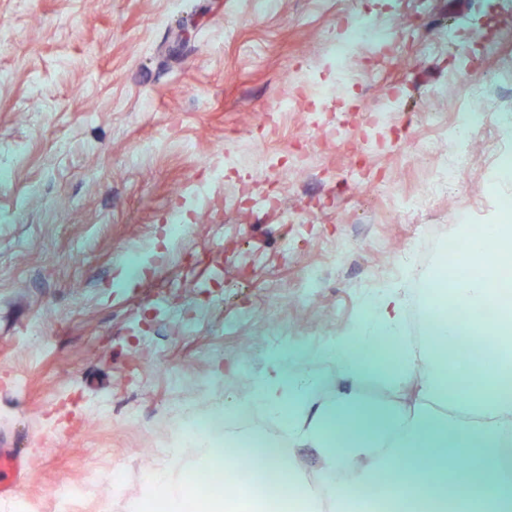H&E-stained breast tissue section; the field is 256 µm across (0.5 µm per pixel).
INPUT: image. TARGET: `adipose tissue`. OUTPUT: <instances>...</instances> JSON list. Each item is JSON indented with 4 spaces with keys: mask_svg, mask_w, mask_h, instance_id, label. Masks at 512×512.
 I'll use <instances>...</instances> for the list:
<instances>
[{
    "mask_svg": "<svg viewBox=\"0 0 512 512\" xmlns=\"http://www.w3.org/2000/svg\"><path fill=\"white\" fill-rule=\"evenodd\" d=\"M512 225H460L454 246L477 259L473 271L438 268L422 303L432 318L429 341L402 339L407 298L386 290L359 323L318 356L335 362L343 379L332 397H320L311 359L278 350L256 377L244 406L274 415L297 445L315 448L324 468L340 479L327 496L297 473L276 434L252 431L229 438L236 461H261L254 486L238 487L240 501L254 504L270 487L289 494L299 512H357L371 496L387 495L394 512L431 501L450 512H512V298L499 283L512 273L506 246ZM498 308L495 329L474 339L469 316ZM386 343L399 355L380 364L363 347ZM388 385L391 395L369 400L356 389L362 378Z\"/></svg>",
    "mask_w": 512,
    "mask_h": 512,
    "instance_id": "adipose-tissue-1",
    "label": "adipose tissue"
}]
</instances>
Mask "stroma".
<instances>
[{
  "label": "stroma",
  "instance_id": "35a3bbf8",
  "mask_svg": "<svg viewBox=\"0 0 512 512\" xmlns=\"http://www.w3.org/2000/svg\"><path fill=\"white\" fill-rule=\"evenodd\" d=\"M411 3L0 0L11 35L0 47V167L12 173L0 183V442L27 456L12 507L53 512L57 483L100 471L80 512H128L153 474L208 470L181 429L244 398L274 350L325 348L377 292L399 289L416 309L456 225L491 224L512 177L491 184L485 172L512 146V121L475 136L469 169L425 218L437 232L424 263L388 274L410 224L399 200L448 163L449 134L425 113L454 111L469 84L512 72V14L499 0H427L419 13ZM180 18L192 26L184 45ZM364 19L386 38L355 53L356 77L338 89L345 140H323L303 112L268 123L286 92L316 101L336 77L331 42ZM478 28L498 56L472 42ZM445 29L456 50L430 52ZM390 85L394 124L373 130L365 157L383 192L351 177L349 160L365 108ZM301 140L312 166L289 168ZM419 141L434 152L414 151ZM259 149L275 166L259 188L275 187L308 223L225 210L235 181L209 187L208 161L233 155L246 176ZM174 209L189 225L178 239L163 231Z\"/></svg>",
  "mask_w": 512,
  "mask_h": 512
}]
</instances>
